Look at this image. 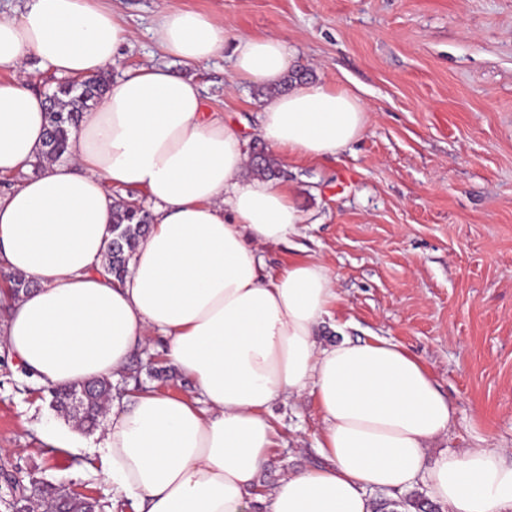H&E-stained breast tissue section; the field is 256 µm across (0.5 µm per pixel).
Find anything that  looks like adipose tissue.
Instances as JSON below:
<instances>
[{
	"label": "adipose tissue",
	"mask_w": 512,
	"mask_h": 512,
	"mask_svg": "<svg viewBox=\"0 0 512 512\" xmlns=\"http://www.w3.org/2000/svg\"><path fill=\"white\" fill-rule=\"evenodd\" d=\"M161 51L185 65L224 49L222 20L169 7L155 20ZM129 39L106 0H27L0 15V70L27 57L83 78L109 68ZM292 51L277 35H238L234 85L276 86ZM46 99L25 78L0 82V177L20 175L44 145ZM368 122L362 100L325 83L265 100L257 135L284 158L344 151ZM71 162L45 165L0 194V266L31 287L10 302L0 341L42 386L126 369L149 337L197 392L147 389L113 401L98 446L117 506L132 512H374L373 490L425 485L448 512H512V463L474 448L429 458L454 406L407 350L384 338L317 334L338 296L309 258L272 272L261 246L304 223L286 186L245 177L248 142L207 112L199 84L142 66L84 113ZM152 204L123 282L105 270L113 190ZM314 397L327 463L288 473L260 494L279 433L276 402Z\"/></svg>",
	"instance_id": "1"
}]
</instances>
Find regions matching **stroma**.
<instances>
[{"label":"stroma","mask_w":512,"mask_h":512,"mask_svg":"<svg viewBox=\"0 0 512 512\" xmlns=\"http://www.w3.org/2000/svg\"><path fill=\"white\" fill-rule=\"evenodd\" d=\"M213 14L224 54L168 62L151 33L160 3ZM130 40L112 66L171 63L198 80L209 111L258 144L257 86L229 87L228 52L240 34H277L293 67L356 93L368 107L362 136L341 153L281 161L305 224L263 246L269 269L320 259L338 301L327 344L385 338L404 347L454 404L429 457L512 449V0H112ZM281 440L267 482L319 463L311 395L277 402ZM74 432L75 449L44 436ZM94 433L56 412L7 351H0V512L12 481L79 491L111 512Z\"/></svg>","instance_id":"1"}]
</instances>
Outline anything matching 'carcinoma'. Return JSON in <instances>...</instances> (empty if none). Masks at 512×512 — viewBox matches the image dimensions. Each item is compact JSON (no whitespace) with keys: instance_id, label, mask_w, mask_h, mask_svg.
<instances>
[{"instance_id":"cac0c4a2","label":"carcinoma","mask_w":512,"mask_h":512,"mask_svg":"<svg viewBox=\"0 0 512 512\" xmlns=\"http://www.w3.org/2000/svg\"><path fill=\"white\" fill-rule=\"evenodd\" d=\"M307 79V71H293L284 82L263 92L273 96ZM112 81L108 71H98L75 82L62 78L56 83L55 90L46 97L47 131L44 149L36 159L34 168H40L44 162L60 160L70 153V142L79 129L83 112L90 109L102 98ZM252 170L268 179L281 174L278 161L271 155L260 152L254 154ZM149 224V213L136 202L118 197L114 199L112 213V238L106 250V270L115 280L123 281L128 272L139 238ZM52 404L69 418L76 419L84 427L93 430L100 426L107 405L120 394L109 378L95 379L80 385L65 388H48ZM5 480L13 482L18 490L17 498L26 504L29 512H36L37 505L49 504L53 512H99L96 500L84 497L63 495L51 486L43 485L28 490L7 476ZM377 512H435L432 504L422 497L408 498L404 501L385 500L379 504Z\"/></svg>"}]
</instances>
